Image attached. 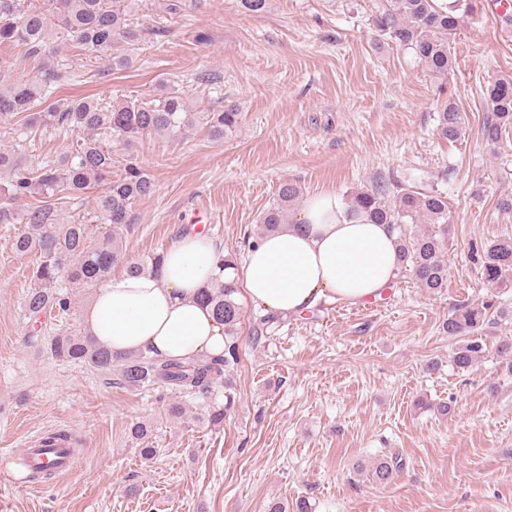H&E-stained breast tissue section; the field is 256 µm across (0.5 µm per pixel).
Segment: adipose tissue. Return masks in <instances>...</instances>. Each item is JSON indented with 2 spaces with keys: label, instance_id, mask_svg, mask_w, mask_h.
Masks as SVG:
<instances>
[{
  "label": "adipose tissue",
  "instance_id": "ef3b65f1",
  "mask_svg": "<svg viewBox=\"0 0 512 512\" xmlns=\"http://www.w3.org/2000/svg\"><path fill=\"white\" fill-rule=\"evenodd\" d=\"M400 266L389 225L348 212L335 192L324 191L255 240L236 266H225L217 239L180 236L156 271L107 277L83 318L89 334L116 353L204 358L224 351V324L200 299L212 284L235 283L245 300L296 315L324 300L357 305L379 298Z\"/></svg>",
  "mask_w": 512,
  "mask_h": 512
}]
</instances>
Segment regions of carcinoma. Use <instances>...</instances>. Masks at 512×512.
Segmentation results:
<instances>
[{
    "label": "carcinoma",
    "instance_id": "1",
    "mask_svg": "<svg viewBox=\"0 0 512 512\" xmlns=\"http://www.w3.org/2000/svg\"><path fill=\"white\" fill-rule=\"evenodd\" d=\"M50 8L34 4L22 6L21 0H0V46H21L25 55L40 65L28 80L0 81V124H13L18 140L0 148V196L14 199L37 196V203L21 217L27 230L12 240L16 253H37L32 269L34 288L29 291L25 310L34 323L54 310L70 309L68 292L59 290L65 281L71 288H84L99 282L112 265L121 261L119 243L123 230L132 222L133 204L154 192L151 176L130 160L134 151L152 136L184 135L196 128L221 140L241 127L242 114L230 107L216 112H194L186 103L185 93L164 82L147 100L127 99L106 102L97 97L58 100L46 104L48 87L68 78L63 64L50 68L44 57L49 49L58 53L65 46L93 57L112 50L117 43L138 45L165 37L161 28H138L130 22L137 0H48ZM473 10L471 0H378L374 25L378 31L399 45L412 50L430 73L445 75L452 66L451 45L462 15ZM486 116L481 134L496 146L503 134L512 130V77L493 80L485 89ZM464 117L459 109L445 105L437 116V134L448 141L461 138ZM66 130L76 138L66 146L61 157L36 168L23 165L21 155L37 133ZM119 145L128 160L123 172L116 174L113 145ZM97 186L94 218L110 225L97 245L88 242L87 225L66 224L63 209L85 199L87 190ZM300 197L295 183L279 187L278 199L259 218L257 234L279 230L288 222L290 207ZM351 212H362L375 224H388L396 231L399 250L418 285L437 294L446 286L448 262V197L435 192H419L403 187L391 189L376 185L346 197ZM413 224H430L422 233L409 229ZM163 254H153L127 264V272L157 269ZM480 266L485 281L501 287L512 286V238L502 237L481 247ZM232 283L217 284L201 293L216 318L224 323V355L185 361L166 360L147 353L115 357L99 346L91 336L57 335L50 339V349L58 357L98 371L117 372L119 384L130 389H169L178 398L168 403L166 413L173 419L184 416L185 402L207 401L206 421L213 427L224 425L233 404L225 394L221 405L210 401L217 387H229L226 380L231 366L238 363L235 342L243 318V308ZM493 303L461 302L443 322L442 330L450 336L474 333L484 324L512 321V311H492ZM483 344L470 339L454 352L453 362L461 369L483 357ZM397 459L382 458L373 468V479L388 484L401 469ZM267 512H312L306 497L293 502L273 499Z\"/></svg>",
    "mask_w": 512,
    "mask_h": 512
}]
</instances>
